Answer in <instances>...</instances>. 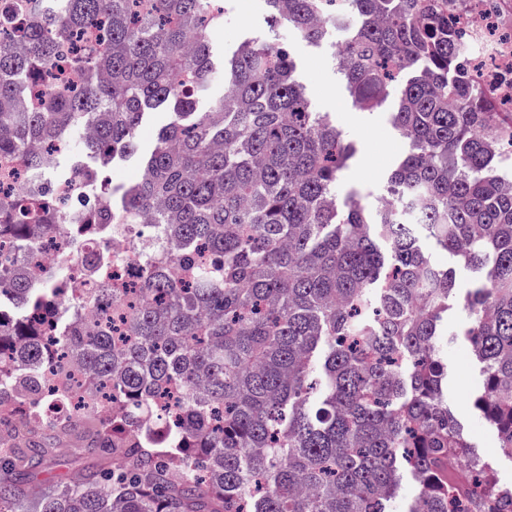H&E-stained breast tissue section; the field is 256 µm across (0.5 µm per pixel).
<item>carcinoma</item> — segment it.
<instances>
[{
    "mask_svg": "<svg viewBox=\"0 0 512 512\" xmlns=\"http://www.w3.org/2000/svg\"><path fill=\"white\" fill-rule=\"evenodd\" d=\"M0 0V174L28 190L0 196V443L36 429L75 435L125 462L39 491L16 476L52 456L50 438L0 447V512H389L403 472L419 493L404 512H512L448 408L437 336L456 287L423 253L422 229L484 271L466 292V338L482 364L474 410L512 458V120L489 111L439 0H346L360 23L338 71L371 110L403 81L393 126L410 152L390 176L396 209L340 205L344 133L315 112L285 45L246 40L213 50L215 0ZM328 0H266L269 21L320 43ZM62 59L77 83L45 89ZM226 92L205 98L214 77ZM171 113L140 181L100 178L135 148L147 112ZM79 170L80 207L58 212L50 187ZM65 238L128 224L179 244L143 260L140 287L114 285L106 253L85 261L97 284L83 304L128 310L126 333L85 325L58 301L57 270L35 281L25 262L44 226ZM53 312L46 340L32 319ZM78 360L77 401L50 390ZM173 391L182 394L166 403ZM28 403L29 416L8 409ZM468 469L448 477V465Z\"/></svg>",
    "mask_w": 512,
    "mask_h": 512,
    "instance_id": "cac0c4a2",
    "label": "carcinoma"
}]
</instances>
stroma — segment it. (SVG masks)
Wrapping results in <instances>:
<instances>
[{"label": "stroma", "instance_id": "stroma-1", "mask_svg": "<svg viewBox=\"0 0 512 512\" xmlns=\"http://www.w3.org/2000/svg\"><path fill=\"white\" fill-rule=\"evenodd\" d=\"M250 38L290 45L312 108L329 113L355 150L353 159L336 183L338 199H346L349 192L356 191L360 194L361 204L368 210H375L397 161L408 151L406 141L394 130L388 117L401 94L400 87L391 88L382 107L361 110L354 106L329 47L314 46L285 25L270 28L264 0H224V24L214 35L218 52L232 56L240 44ZM169 119L170 115L165 111L153 112L143 118L137 131L136 153L116 158L105 172L112 186L125 187L137 180L142 155L152 150L159 129ZM467 322L466 312L453 306L442 329L440 344L448 368L444 384L448 407L469 435L476 453L492 465L498 483L511 487L512 460L501 455L496 430L481 421L471 405L472 395L482 386V376L478 364L469 354L464 336ZM100 463V457L90 449L71 438L59 437L55 440L53 457L36 472L30 484L34 487L44 485L58 475L78 473Z\"/></svg>", "mask_w": 512, "mask_h": 512}]
</instances>
